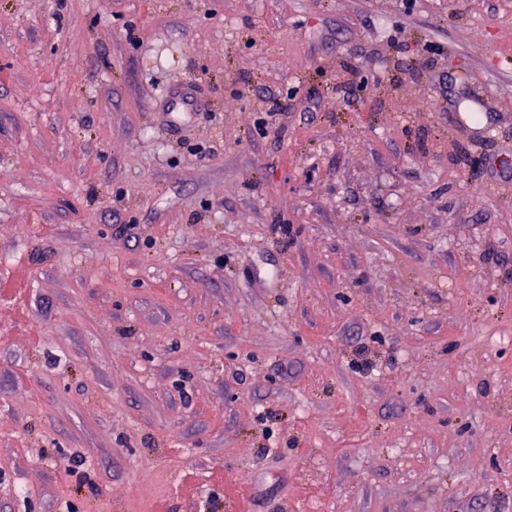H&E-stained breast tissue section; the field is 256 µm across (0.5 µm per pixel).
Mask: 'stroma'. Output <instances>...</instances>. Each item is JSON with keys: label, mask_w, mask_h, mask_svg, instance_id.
Returning <instances> with one entry per match:
<instances>
[{"label": "stroma", "mask_w": 512, "mask_h": 512, "mask_svg": "<svg viewBox=\"0 0 512 512\" xmlns=\"http://www.w3.org/2000/svg\"><path fill=\"white\" fill-rule=\"evenodd\" d=\"M510 86L512 0H0V512H512Z\"/></svg>", "instance_id": "stroma-1"}]
</instances>
